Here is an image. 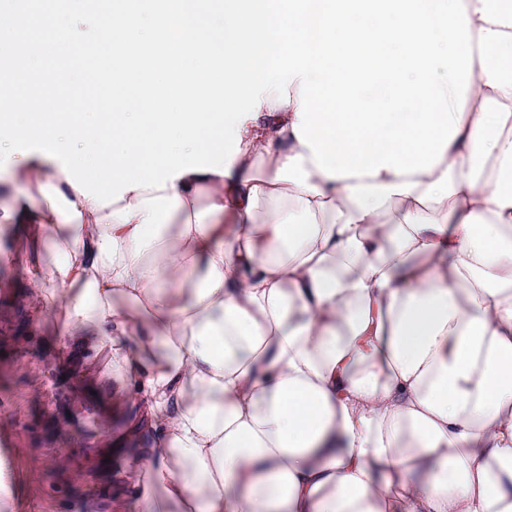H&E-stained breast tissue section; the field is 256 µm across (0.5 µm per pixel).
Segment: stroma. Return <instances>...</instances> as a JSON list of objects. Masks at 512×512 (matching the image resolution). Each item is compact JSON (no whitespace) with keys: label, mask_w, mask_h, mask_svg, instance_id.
Segmentation results:
<instances>
[{"label":"stroma","mask_w":512,"mask_h":512,"mask_svg":"<svg viewBox=\"0 0 512 512\" xmlns=\"http://www.w3.org/2000/svg\"><path fill=\"white\" fill-rule=\"evenodd\" d=\"M0 234V512H137L123 480L124 454L105 432L120 433L126 403L79 383L61 317L29 323L26 253Z\"/></svg>","instance_id":"35a3bbf8"}]
</instances>
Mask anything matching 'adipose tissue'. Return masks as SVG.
<instances>
[{"label": "adipose tissue", "mask_w": 512, "mask_h": 512, "mask_svg": "<svg viewBox=\"0 0 512 512\" xmlns=\"http://www.w3.org/2000/svg\"><path fill=\"white\" fill-rule=\"evenodd\" d=\"M472 75L432 170L331 178L262 96L228 175L98 206L12 155L33 322L144 412L141 512H512V0H464Z\"/></svg>", "instance_id": "ef3b65f1"}]
</instances>
